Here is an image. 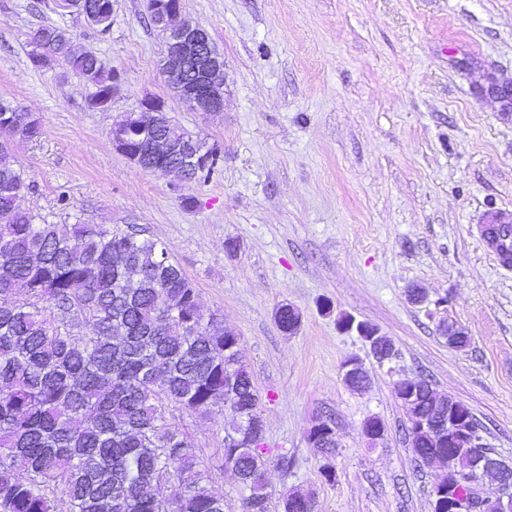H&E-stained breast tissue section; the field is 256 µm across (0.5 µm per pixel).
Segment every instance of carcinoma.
<instances>
[{
    "instance_id": "1",
    "label": "carcinoma",
    "mask_w": 512,
    "mask_h": 512,
    "mask_svg": "<svg viewBox=\"0 0 512 512\" xmlns=\"http://www.w3.org/2000/svg\"><path fill=\"white\" fill-rule=\"evenodd\" d=\"M108 0H61L86 15ZM34 65L58 63L94 86L89 106L112 103L114 72L92 53L71 51L69 33L43 26L33 36ZM196 77L183 65L167 77L169 88ZM114 133L126 137L124 155L134 164L143 141L161 137L178 153L155 162L180 182L206 180L217 148L177 126L167 112H128ZM0 512H56L59 491L69 512H224V499L204 484L191 444L173 430L174 410L205 415L231 410L224 428L236 446L224 449L249 491L243 512H268V459L261 397L239 360V337L217 329L203 314L196 288L163 245L131 227L100 224H36L18 199L30 189L16 168L8 138L37 140L43 120L0 98ZM170 296L180 300L174 313ZM275 319L293 334L301 323L290 304ZM83 329L77 336L74 329ZM381 362L397 356L388 337L371 348ZM448 405L429 383L404 405L411 419L430 417ZM413 453L464 476L473 456L491 453L485 443L457 448L413 426ZM175 486L170 498L163 486ZM281 512H313L310 496L293 491Z\"/></svg>"
}]
</instances>
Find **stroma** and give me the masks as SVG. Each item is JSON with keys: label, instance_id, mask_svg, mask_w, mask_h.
Segmentation results:
<instances>
[{"label": "stroma", "instance_id": "35a3bbf8", "mask_svg": "<svg viewBox=\"0 0 512 512\" xmlns=\"http://www.w3.org/2000/svg\"><path fill=\"white\" fill-rule=\"evenodd\" d=\"M183 4L224 57L223 111L189 109L168 89L146 0H117L104 34L59 0H0V97L44 121L39 140L12 143L33 183L20 207L39 224H137L169 250L203 312L240 339L261 395L272 505L300 491L315 512H432L442 470L412 462L400 380L467 405L512 465V273L472 231L490 212L512 215V115L486 92L512 80V0ZM44 25L124 75L111 108H91V85L64 67L34 66L29 42ZM150 97L218 147L208 180L143 171L113 147L114 123ZM411 288L424 302L409 301ZM284 303L301 313L296 333L276 323ZM343 315L390 337L397 357L379 364ZM443 321L467 348L449 345ZM350 356L364 391L343 380ZM318 417L335 433L329 457L308 439ZM373 417L386 427L375 442L363 431ZM230 419L218 407L169 421L224 512H242L245 491L222 465ZM326 464L335 482L322 480Z\"/></svg>", "mask_w": 512, "mask_h": 512}]
</instances>
